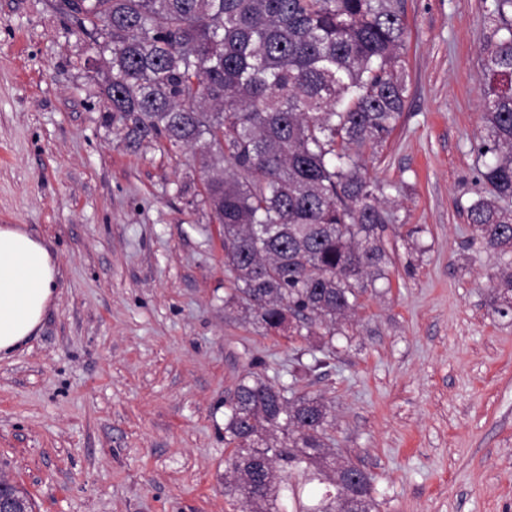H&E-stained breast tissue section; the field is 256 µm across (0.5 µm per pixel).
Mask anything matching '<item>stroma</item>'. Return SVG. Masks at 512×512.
I'll return each instance as SVG.
<instances>
[{"mask_svg":"<svg viewBox=\"0 0 512 512\" xmlns=\"http://www.w3.org/2000/svg\"><path fill=\"white\" fill-rule=\"evenodd\" d=\"M56 0H0V225L42 239L56 297L0 358V467L35 512H232L224 399L249 361L290 383L304 345L224 310V250L180 193L191 150L131 147ZM483 0H402L408 90L367 157L391 202L388 280L337 357L299 388L326 399L380 512H512V320L472 231L485 134Z\"/></svg>","mask_w":512,"mask_h":512,"instance_id":"35a3bbf8","label":"stroma"}]
</instances>
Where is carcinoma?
Wrapping results in <instances>:
<instances>
[{"label":"carcinoma","mask_w":512,"mask_h":512,"mask_svg":"<svg viewBox=\"0 0 512 512\" xmlns=\"http://www.w3.org/2000/svg\"><path fill=\"white\" fill-rule=\"evenodd\" d=\"M125 140L193 150L195 197L221 226L224 309L268 333L319 339L326 356L387 278L394 216L363 156L404 110L401 0H72ZM480 47L490 157L467 207L499 259L491 313L512 317V0H483ZM251 362L224 401V497L233 512H379L374 483L328 434L322 398Z\"/></svg>","instance_id":"1"}]
</instances>
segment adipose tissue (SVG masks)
<instances>
[{
	"mask_svg": "<svg viewBox=\"0 0 512 512\" xmlns=\"http://www.w3.org/2000/svg\"><path fill=\"white\" fill-rule=\"evenodd\" d=\"M58 265L26 230L0 226V355L25 344L55 298Z\"/></svg>",
	"mask_w": 512,
	"mask_h": 512,
	"instance_id": "ef3b65f1",
	"label": "adipose tissue"
}]
</instances>
